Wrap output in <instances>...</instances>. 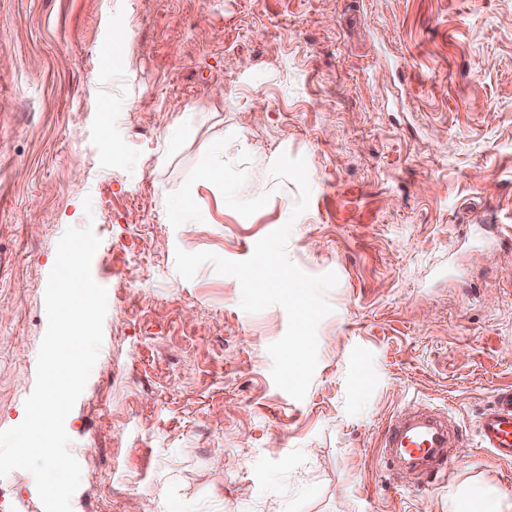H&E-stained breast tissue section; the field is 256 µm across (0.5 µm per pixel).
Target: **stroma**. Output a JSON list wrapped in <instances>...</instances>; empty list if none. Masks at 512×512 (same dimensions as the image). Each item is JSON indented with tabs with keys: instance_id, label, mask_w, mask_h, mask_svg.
<instances>
[{
	"instance_id": "obj_1",
	"label": "stroma",
	"mask_w": 512,
	"mask_h": 512,
	"mask_svg": "<svg viewBox=\"0 0 512 512\" xmlns=\"http://www.w3.org/2000/svg\"><path fill=\"white\" fill-rule=\"evenodd\" d=\"M217 143L223 180H201ZM283 153L308 168L297 217L269 175ZM179 201L203 223H170ZM288 222L289 260L339 279L300 401L271 376L284 310L247 313L235 278L174 259L243 261ZM88 225L108 311L65 421L72 512L161 491L167 512L512 501V462L476 436L512 387V0H0V430L35 385L57 242ZM413 405L459 429L432 488L377 465ZM35 488L0 478V512H44Z\"/></svg>"
}]
</instances>
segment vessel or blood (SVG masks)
<instances>
[{
	"label": "vessel or blood",
	"instance_id": "1",
	"mask_svg": "<svg viewBox=\"0 0 512 512\" xmlns=\"http://www.w3.org/2000/svg\"><path fill=\"white\" fill-rule=\"evenodd\" d=\"M480 447L512 461V390L500 389L480 414ZM456 433L446 415L417 408L393 416L383 433L381 455L387 470H408L414 482L447 478L456 460Z\"/></svg>",
	"mask_w": 512,
	"mask_h": 512
}]
</instances>
